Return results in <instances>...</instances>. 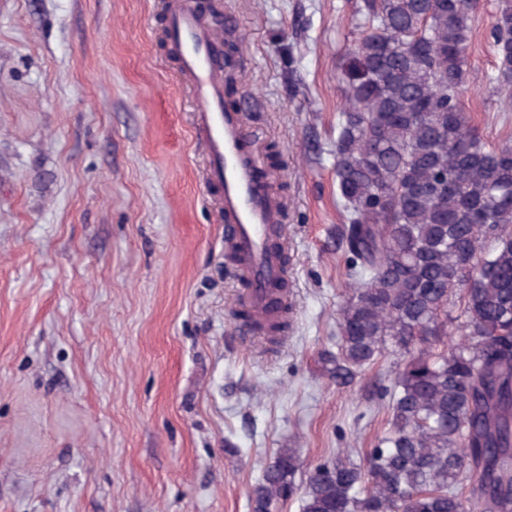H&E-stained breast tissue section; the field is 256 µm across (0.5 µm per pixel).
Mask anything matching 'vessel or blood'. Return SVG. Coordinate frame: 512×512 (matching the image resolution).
I'll return each mask as SVG.
<instances>
[{
    "instance_id": "1",
    "label": "vessel or blood",
    "mask_w": 512,
    "mask_h": 512,
    "mask_svg": "<svg viewBox=\"0 0 512 512\" xmlns=\"http://www.w3.org/2000/svg\"><path fill=\"white\" fill-rule=\"evenodd\" d=\"M169 41L192 85L197 106L193 134L202 147V179L223 186L220 206L231 231L224 237L244 257L240 275L250 284V302L264 309L274 283L284 275L278 254L267 246L282 222V203L256 178L257 159L237 114L224 109L222 35L197 14L192 0H167Z\"/></svg>"
}]
</instances>
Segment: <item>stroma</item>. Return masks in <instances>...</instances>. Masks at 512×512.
I'll return each instance as SVG.
<instances>
[{"mask_svg":"<svg viewBox=\"0 0 512 512\" xmlns=\"http://www.w3.org/2000/svg\"><path fill=\"white\" fill-rule=\"evenodd\" d=\"M164 2L0 0V512H249L278 449L306 471L385 427L393 356L349 390L316 362L346 279L331 150L357 0H211L259 175L286 203L276 345L239 331ZM497 4L474 16L478 74ZM462 99L487 141L512 137L496 96Z\"/></svg>","mask_w":512,"mask_h":512,"instance_id":"obj_1","label":"stroma"}]
</instances>
